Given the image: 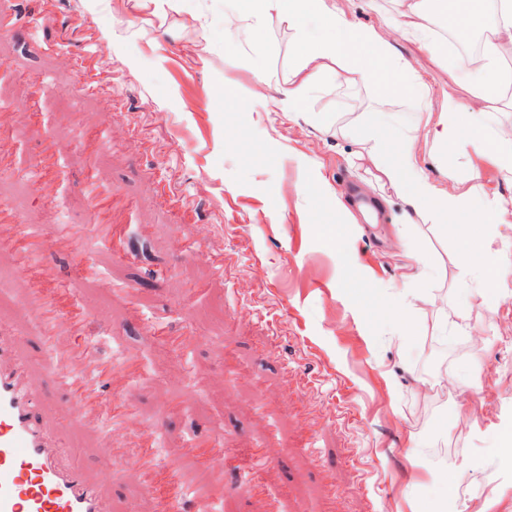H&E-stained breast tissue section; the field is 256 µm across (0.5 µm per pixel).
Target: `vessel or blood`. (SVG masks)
<instances>
[{
  "instance_id": "obj_1",
  "label": "vessel or blood",
  "mask_w": 512,
  "mask_h": 512,
  "mask_svg": "<svg viewBox=\"0 0 512 512\" xmlns=\"http://www.w3.org/2000/svg\"><path fill=\"white\" fill-rule=\"evenodd\" d=\"M117 372L112 362L84 346L49 360L40 378L12 326H0V512H112L105 482L79 464L61 461L63 441L47 417L48 385L63 388L72 409L67 420L95 413L102 395L98 380ZM188 481L170 476V491L156 512H184Z\"/></svg>"
}]
</instances>
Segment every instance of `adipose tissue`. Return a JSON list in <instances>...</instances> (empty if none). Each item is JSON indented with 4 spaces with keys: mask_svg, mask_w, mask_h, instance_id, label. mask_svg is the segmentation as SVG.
Returning a JSON list of instances; mask_svg holds the SVG:
<instances>
[{
    "mask_svg": "<svg viewBox=\"0 0 512 512\" xmlns=\"http://www.w3.org/2000/svg\"><path fill=\"white\" fill-rule=\"evenodd\" d=\"M450 11L458 27L471 32L482 28L489 31L484 62L471 76V101L466 105L452 97L434 104L428 86L400 65L389 42L376 30L349 21L336 0H234L224 13V27L229 30L248 21L258 33L269 19L276 18L300 32L298 57L283 89V111L299 112L318 75L341 72L352 82L374 87L372 114H388L396 98L410 97L416 102L420 125L436 148L473 147L490 157L501 179L512 182V130H495L488 124L490 115L500 109L501 63L512 51V0H499L492 20L487 17L486 0H450ZM312 21L326 30V37L306 35ZM463 128L477 132V139L460 140L457 133ZM416 142V136L405 137L395 161L384 166L386 177L404 184L408 211L417 213L426 207L443 211L453 227L469 209L472 198H485L483 221L467 225L464 247L457 255L460 267L480 263L487 255L490 225L503 222L506 215L512 214V203L489 195L476 172L463 190L449 192L438 186L421 173Z\"/></svg>",
    "mask_w": 512,
    "mask_h": 512,
    "instance_id": "adipose-tissue-1",
    "label": "adipose tissue"
}]
</instances>
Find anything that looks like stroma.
<instances>
[{"label":"stroma","instance_id":"stroma-1","mask_svg":"<svg viewBox=\"0 0 512 512\" xmlns=\"http://www.w3.org/2000/svg\"><path fill=\"white\" fill-rule=\"evenodd\" d=\"M37 2L0 0L14 13L0 57L18 78L0 83V113L17 168L31 169L43 136L58 145L56 180L19 216L44 239L89 224V184L128 204L114 234L91 231L38 259L45 291L64 287L84 310L85 343L138 360L112 385L134 418L63 431L90 472L111 473L113 512L154 510L133 491L149 434L164 463L186 458L192 440H222L224 512H512V458L500 447L512 429V222L491 229L503 276L490 285L457 266L464 242L438 213L406 215L377 157L399 143L413 101L397 99L375 131L373 88L326 73L302 113L283 112L295 29L272 20L259 40L245 23L225 30V0H55L49 18ZM337 5L389 39L435 100L468 101L472 65L400 39V0ZM90 75L99 94L83 90ZM31 97L36 110L21 109ZM85 136L100 143L96 161ZM416 149L431 181L476 168L512 198L475 152H441L422 136ZM190 282L202 291L188 305ZM28 287L14 251L0 249V289L15 299L0 324L23 329L39 367ZM477 291L486 305L472 306ZM168 334L190 342L172 349ZM443 372L452 383L421 417L417 384ZM175 397L184 410L171 417ZM427 466L454 473V489L431 483ZM248 479L261 492L239 491Z\"/></svg>","mask_w":512,"mask_h":512}]
</instances>
